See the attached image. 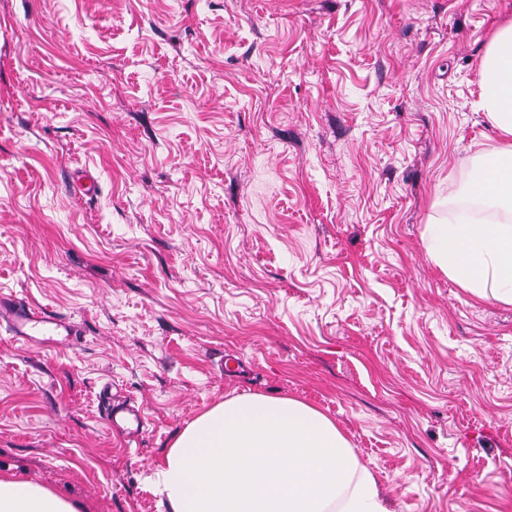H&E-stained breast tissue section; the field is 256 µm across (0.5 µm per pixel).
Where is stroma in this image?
I'll return each instance as SVG.
<instances>
[{
  "mask_svg": "<svg viewBox=\"0 0 512 512\" xmlns=\"http://www.w3.org/2000/svg\"><path fill=\"white\" fill-rule=\"evenodd\" d=\"M509 22L512 0H0V296L80 330L0 328V473L167 512L147 475L253 393L336 422L393 512H512V306L426 250L499 144L475 68Z\"/></svg>",
  "mask_w": 512,
  "mask_h": 512,
  "instance_id": "stroma-1",
  "label": "stroma"
}]
</instances>
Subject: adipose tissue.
Wrapping results in <instances>:
<instances>
[{
    "mask_svg": "<svg viewBox=\"0 0 512 512\" xmlns=\"http://www.w3.org/2000/svg\"><path fill=\"white\" fill-rule=\"evenodd\" d=\"M478 107L501 135L470 182L475 210L427 228L431 261L480 298L512 304V23L477 65ZM170 512H390L336 423L301 401L231 396L189 422L150 475ZM0 512H79L41 484L0 475Z\"/></svg>",
    "mask_w": 512,
    "mask_h": 512,
    "instance_id": "obj_1",
    "label": "adipose tissue"
}]
</instances>
